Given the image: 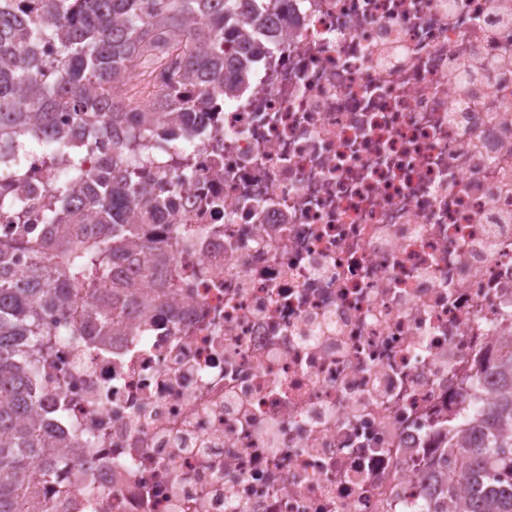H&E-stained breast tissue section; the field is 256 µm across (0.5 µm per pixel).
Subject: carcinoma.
<instances>
[{"instance_id": "cac0c4a2", "label": "carcinoma", "mask_w": 512, "mask_h": 512, "mask_svg": "<svg viewBox=\"0 0 512 512\" xmlns=\"http://www.w3.org/2000/svg\"><path fill=\"white\" fill-rule=\"evenodd\" d=\"M46 10L22 24L15 0H0V173H19V147H41L68 163L66 181L53 185L42 212L48 235L21 242L29 261L23 274L11 266L12 247H0V512H32L39 484L27 476L29 459L41 452L44 476H53V447L32 420L37 403L35 354L48 335L44 309L70 300L73 285L89 280L88 309L101 307L99 324L112 330L123 319L128 284L111 273L137 235L131 222L139 205L140 182L151 179L147 144L178 117L196 122L198 99L214 103L238 92L247 81L243 60L264 47L239 39L243 8L262 12L272 0H44ZM55 45L43 58L38 48ZM29 50L19 59L15 49ZM164 67V80L149 95L154 105L131 108L130 84ZM60 112L74 113L67 132L57 127ZM113 134L112 153L94 176L83 167L87 141ZM89 205L102 226L99 234L72 231L76 211ZM0 209L24 219L26 200L15 182L0 180ZM499 377L494 400L472 416L476 377L466 398L432 430L447 455L464 454L472 468L459 475L469 486L457 512H512V350L491 363Z\"/></svg>"}]
</instances>
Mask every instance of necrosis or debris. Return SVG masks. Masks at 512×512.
Returning <instances> with one entry per match:
<instances>
[{
  "instance_id": "obj_1",
  "label": "necrosis or debris",
  "mask_w": 512,
  "mask_h": 512,
  "mask_svg": "<svg viewBox=\"0 0 512 512\" xmlns=\"http://www.w3.org/2000/svg\"><path fill=\"white\" fill-rule=\"evenodd\" d=\"M175 136L120 331L48 310L36 512H403L467 466L430 424L512 341V0H287ZM37 238L48 169L25 156Z\"/></svg>"
}]
</instances>
